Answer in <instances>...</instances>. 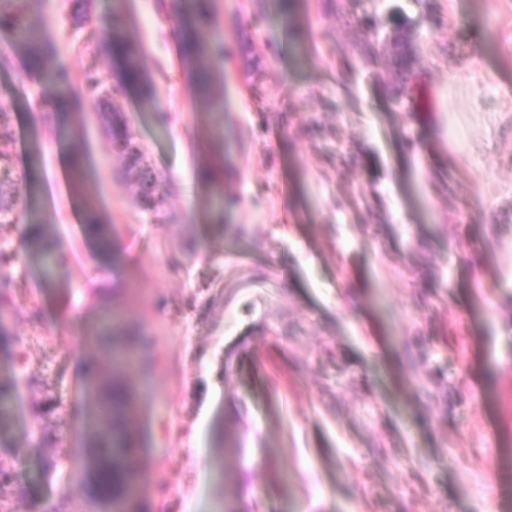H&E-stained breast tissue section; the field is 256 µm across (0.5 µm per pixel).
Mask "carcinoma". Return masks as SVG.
I'll return each mask as SVG.
<instances>
[{"label":"carcinoma","instance_id":"obj_1","mask_svg":"<svg viewBox=\"0 0 512 512\" xmlns=\"http://www.w3.org/2000/svg\"><path fill=\"white\" fill-rule=\"evenodd\" d=\"M186 28L198 20L211 19L208 0H189ZM0 31L7 33L25 54L27 75L36 79L42 89L41 103L65 104L68 109L80 107L81 101L97 97L105 102L112 96V88L98 73L86 77L83 90H75L61 64L54 41L46 36L35 19L27 13V0H0ZM96 53L108 51L120 58L122 74L127 84L142 90L143 101L154 103V93L141 63V52L130 42L119 27L102 30L86 46ZM181 55L196 77L202 92L217 102H222V92L211 83L210 73L223 59V51L197 39L181 38ZM102 119L112 133L116 146L125 153L127 172L135 175L139 196L150 201L161 190V184L151 170L140 164V150L132 144L123 131L119 117L112 112L102 113ZM24 221L30 225L28 252L30 259L37 261L46 277L56 280L60 267L59 257L43 243L38 220L32 209L18 210L17 204L0 201V223L11 224ZM112 310H107L100 322V339L105 341L112 358L111 371L104 375L99 371L91 374V386L98 391V401L93 417L91 447L94 448L95 467L94 493L97 499H109L115 507L126 510L133 502L139 477V461L130 443L133 437L128 428L134 408V389L121 378L123 371L139 359L145 349L140 339H126L120 345H112ZM12 463L0 458V510L13 494Z\"/></svg>","mask_w":512,"mask_h":512}]
</instances>
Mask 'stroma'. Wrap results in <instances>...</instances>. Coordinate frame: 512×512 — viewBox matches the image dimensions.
I'll use <instances>...</instances> for the list:
<instances>
[{
  "instance_id": "35a3bbf8",
  "label": "stroma",
  "mask_w": 512,
  "mask_h": 512,
  "mask_svg": "<svg viewBox=\"0 0 512 512\" xmlns=\"http://www.w3.org/2000/svg\"><path fill=\"white\" fill-rule=\"evenodd\" d=\"M71 3L29 10L74 88L113 84L162 194L138 198L96 99L60 130L0 32V182L36 197L64 260L48 283L24 225L0 224L20 256L0 310L12 512H112L82 475L108 306L116 340L147 339L125 374L136 512H512V0H212L219 109L178 55L183 0H86L80 22ZM113 25L157 110L82 49Z\"/></svg>"
}]
</instances>
